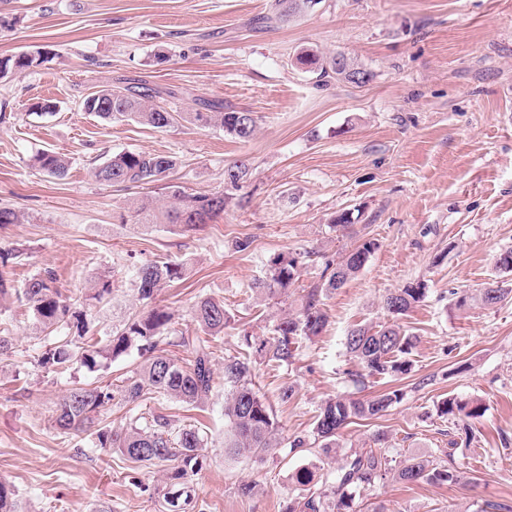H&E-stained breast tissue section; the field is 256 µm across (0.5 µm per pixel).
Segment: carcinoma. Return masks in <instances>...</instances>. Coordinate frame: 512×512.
Segmentation results:
<instances>
[{
	"label": "carcinoma",
	"instance_id": "obj_1",
	"mask_svg": "<svg viewBox=\"0 0 512 512\" xmlns=\"http://www.w3.org/2000/svg\"><path fill=\"white\" fill-rule=\"evenodd\" d=\"M315 4L317 0H274L272 11L263 20L269 25L287 23ZM296 60L306 71L318 74L324 83L335 78L361 85L372 78L371 72L343 53L324 56L306 49L296 55ZM156 94L157 91L145 83L105 86L85 97L83 109L107 122L131 120L154 129H165L184 121L201 127H219L243 140L250 139L257 128L258 118L254 113L226 109L220 101L201 99L200 111L182 113L152 103ZM178 164V157L172 154L127 151L105 158L95 168L94 176L102 184L125 188L161 184L171 199L170 204L133 198L127 207L128 216L145 228L167 224L182 232L191 231L223 215L228 196L190 193L180 185L167 182ZM34 165L51 178H63L69 171V161L49 149L37 153ZM249 171L243 160L224 166V185L239 188ZM378 248L377 240L366 238L342 254L339 260H326L325 271L329 275L322 283L306 290L296 313L277 319L273 336L265 338L246 332L243 334L246 351L224 357L225 451L259 460L270 452L279 425L273 410L255 388L257 366L290 363L299 347V338L316 336L327 324L323 295L342 287ZM301 265L298 256L279 255L270 262L263 276L254 280L253 288L270 300L285 295L299 278ZM187 275L188 267L184 263L154 261L139 266L135 283L143 309L113 328L112 336L102 347L89 335L86 312L62 299L55 287L54 271L46 269L34 275L23 290V297L43 330L49 334L61 327L68 330L41 353L42 367L58 370L78 359L92 369L100 357L115 359L133 350L143 358L139 367L131 371L115 391L108 384L71 389L57 404L54 423L60 433H86L93 437L95 446L113 448L133 464L163 467L161 492L165 512L194 510L191 484L205 462L203 430L196 425H180L173 416L155 411L145 416H131L126 425L118 428L101 424L99 415L101 409L115 399L135 403L159 397L193 408L210 400L214 389L213 343L224 337V329L234 321L224 301L207 296L195 302L191 319L200 334L180 336L176 341V345L190 354L189 360L183 362L160 348L173 313L153 304V300L161 287ZM426 294L427 285L421 281L398 288L383 300V308L393 318L392 322L377 329L356 326L347 332L345 348L357 366L354 377L395 381L411 371L409 355L415 336L398 320L422 302ZM473 300L493 307L512 301V289L492 282ZM403 396V390L395 387L368 398L336 394L319 408L312 429L313 443L323 452L331 453L339 447L341 430L356 420L381 415ZM437 413L451 420L459 416L477 420L482 417L483 409L477 403L450 396L437 405ZM392 462L393 457L386 450L347 452L335 471L323 479L324 489L319 492L310 488L315 471L302 468L296 474V481L303 489L288 503L285 512H343L357 493L389 474L407 483L456 480L447 466L427 459L411 457L397 468Z\"/></svg>",
	"mask_w": 512,
	"mask_h": 512
}]
</instances>
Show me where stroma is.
I'll use <instances>...</instances> for the list:
<instances>
[{"label": "stroma", "mask_w": 512, "mask_h": 512, "mask_svg": "<svg viewBox=\"0 0 512 512\" xmlns=\"http://www.w3.org/2000/svg\"><path fill=\"white\" fill-rule=\"evenodd\" d=\"M270 0H0V57L41 52L40 65L0 76V205L24 214L0 226L5 276L15 288L52 269L62 296L86 310L103 339L139 311L134 270L172 259L187 262L186 280L163 288L157 304L175 314L174 335L193 336L198 298L223 299L235 322L215 343L214 392L201 408L167 399L137 402L205 432L206 462L193 486L206 512H284L296 498L295 472L329 473L339 459L320 449L290 450L310 434L320 405L345 392L384 390L381 379L354 383L344 342L353 325L387 322L386 294L424 281L425 300L403 317L417 343L400 381L404 399L382 416L342 430L344 449L375 448L388 438L401 458L443 460L455 483L388 479L356 497L353 512H479L493 503L512 512V301L486 308L473 297L487 283L512 288L496 267L512 249V0H320L308 13L271 29L254 28ZM312 49L342 52L371 72L363 85L318 86L295 63ZM139 79L158 90V104L197 111V99L247 110L257 129L242 141L220 128L183 122L153 129L105 122L83 100L102 86ZM45 149L68 158L65 178L33 166ZM124 151L172 153V182L193 193L224 189V167L248 159L250 175L223 216L195 231L120 220L131 197L163 199L160 185L128 190L101 184L93 169ZM347 229L333 228L341 212ZM252 241L248 251L232 247ZM380 247L364 268L328 293L325 329L302 339L291 364L260 367L256 384L279 422L276 447L258 461L224 455L226 355L243 350L250 331L269 334L295 312L302 288L319 281L324 259L360 239ZM316 250L281 303L251 284L278 253ZM110 295L88 299L98 280ZM470 295L468 306L457 307ZM0 481L13 487L14 512H162L154 492L158 467H133L90 436L53 427L57 403L75 386L126 377L137 353L88 369L74 361L48 371L37 358L52 343L31 308L0 302ZM293 387L282 401L280 391ZM480 403L466 441L438 417L448 396ZM254 492L244 497L243 483Z\"/></svg>", "instance_id": "stroma-1"}]
</instances>
